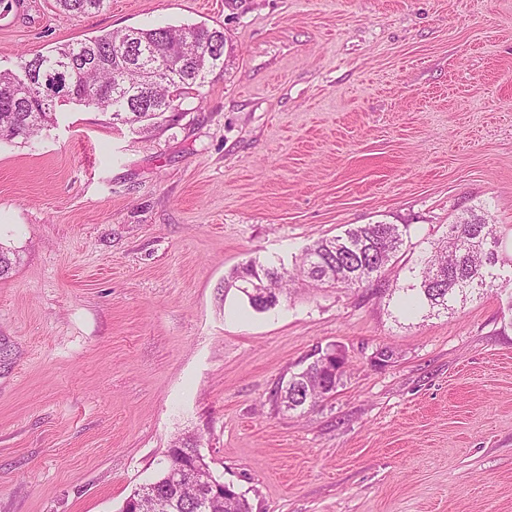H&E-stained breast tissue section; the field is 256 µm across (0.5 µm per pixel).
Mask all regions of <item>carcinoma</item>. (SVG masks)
<instances>
[{
    "mask_svg": "<svg viewBox=\"0 0 512 512\" xmlns=\"http://www.w3.org/2000/svg\"><path fill=\"white\" fill-rule=\"evenodd\" d=\"M106 0H56L63 11L76 16L97 12ZM224 53V42L214 45V31L206 25L157 26L109 31L38 54L27 64L40 72L64 66L78 87L76 93L62 99L50 98L43 84L34 79L27 85L16 82L14 70H0V88L14 87L29 104L23 112L0 92V140L38 137L48 126L56 107L74 104L109 117L113 125L156 129V120L177 111L184 93L204 86L207 76L218 66L213 53ZM496 228L485 218L467 212L448 226L444 245L421 263L418 299L432 307L445 299L442 308L457 299H465L485 287L512 285V277L500 278ZM403 244L402 231L395 224H365L344 234L321 238L305 248L293 269L251 261L235 270L236 280L243 272L259 276L271 288L274 302L261 304L247 299L251 309L264 312L275 308L288 296V287L304 276L317 286L350 287L370 282ZM324 358L309 363L279 384L276 400L288 411L312 409L334 392L345 372L343 351L328 347ZM171 467L164 465L153 480L161 497L169 502L165 512H249L244 494L224 496L210 501L202 511L191 486L172 488Z\"/></svg>",
    "mask_w": 512,
    "mask_h": 512,
    "instance_id": "obj_1",
    "label": "carcinoma"
}]
</instances>
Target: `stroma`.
Returning a JSON list of instances; mask_svg holds the SVG:
<instances>
[{
    "mask_svg": "<svg viewBox=\"0 0 512 512\" xmlns=\"http://www.w3.org/2000/svg\"><path fill=\"white\" fill-rule=\"evenodd\" d=\"M224 29L164 129L57 107L0 141V512H119L192 436L252 512H512V287L404 315L466 211L512 273V0H54L0 13V70L116 29ZM406 226L378 282L224 281ZM341 349L320 407L275 391ZM107 0H56V5L63 11L76 16L98 12Z\"/></svg>",
    "mask_w": 512,
    "mask_h": 512,
    "instance_id": "35a3bbf8",
    "label": "stroma"
}]
</instances>
